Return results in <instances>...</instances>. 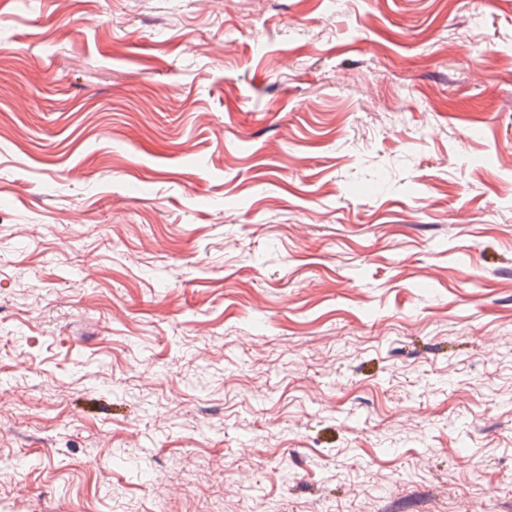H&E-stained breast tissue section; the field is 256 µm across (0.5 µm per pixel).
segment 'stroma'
<instances>
[{"instance_id": "35a3bbf8", "label": "stroma", "mask_w": 512, "mask_h": 512, "mask_svg": "<svg viewBox=\"0 0 512 512\" xmlns=\"http://www.w3.org/2000/svg\"><path fill=\"white\" fill-rule=\"evenodd\" d=\"M512 0H0V512H512Z\"/></svg>"}]
</instances>
